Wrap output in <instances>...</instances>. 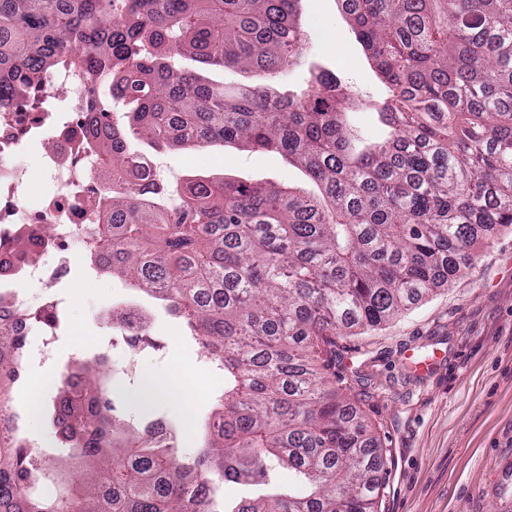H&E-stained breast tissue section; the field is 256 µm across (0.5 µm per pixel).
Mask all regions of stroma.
I'll return each mask as SVG.
<instances>
[{
  "mask_svg": "<svg viewBox=\"0 0 512 512\" xmlns=\"http://www.w3.org/2000/svg\"><path fill=\"white\" fill-rule=\"evenodd\" d=\"M300 7L306 53L286 82L304 84L317 66L335 71L356 96L349 123L366 140L383 139L387 130L374 112L386 89L336 0H302ZM142 150L158 170L181 180L198 176L314 188L303 171L273 151L237 144L160 151L146 144ZM58 292L62 324L55 360L29 365L32 388L45 398L56 396L78 334L91 337L115 363L132 364V372L114 384L121 399L137 389L140 378L172 380L195 370L202 398L152 403L157 415L176 426L181 455H195L200 423L224 386L197 346L158 301L92 272L84 260L76 261ZM118 301L151 312L161 350L132 352L124 343H111L112 330L100 316ZM340 351V386L388 450L378 512H512V229L477 247L453 283L382 329L341 340Z\"/></svg>",
  "mask_w": 512,
  "mask_h": 512,
  "instance_id": "obj_1",
  "label": "stroma"
}]
</instances>
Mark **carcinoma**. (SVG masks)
Masks as SVG:
<instances>
[{
	"instance_id": "1",
	"label": "carcinoma",
	"mask_w": 512,
	"mask_h": 512,
	"mask_svg": "<svg viewBox=\"0 0 512 512\" xmlns=\"http://www.w3.org/2000/svg\"><path fill=\"white\" fill-rule=\"evenodd\" d=\"M301 0H0V103L49 66L97 58L90 147L112 176L89 267L166 303L224 390L200 453L148 441L104 357L76 361L30 413L50 415L64 455L47 464L0 436V512H376L386 449L338 390V339L380 328L455 280L478 243L512 226V0H342L386 87V139L357 144L352 94L328 71L298 92ZM191 60L198 69L184 67ZM256 77L232 87L211 68ZM156 149L240 143L279 152L319 193L277 184L146 177ZM133 350L157 347L150 317L110 308ZM8 352L0 405L26 373ZM79 458L89 470L63 478ZM286 467L296 493L272 482ZM254 493L228 498L229 487Z\"/></svg>"
}]
</instances>
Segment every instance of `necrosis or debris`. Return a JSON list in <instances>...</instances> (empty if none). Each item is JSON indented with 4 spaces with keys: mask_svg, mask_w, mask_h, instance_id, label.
Listing matches in <instances>:
<instances>
[{
    "mask_svg": "<svg viewBox=\"0 0 512 512\" xmlns=\"http://www.w3.org/2000/svg\"><path fill=\"white\" fill-rule=\"evenodd\" d=\"M87 76L84 66L48 68L39 87L0 107V324L27 337L32 353L42 352L55 333L33 334L24 314L30 306L27 287L38 284L42 304H50L56 283L75 263L72 242L91 245V226L109 188L97 175L86 137L91 110ZM37 142L46 146L40 163L53 188L36 197L28 170L15 158ZM45 224L56 226L54 238L36 247L21 274L9 272L17 237L37 235Z\"/></svg>",
    "mask_w": 512,
    "mask_h": 512,
    "instance_id": "4bbe7bcc",
    "label": "necrosis or debris"
}]
</instances>
